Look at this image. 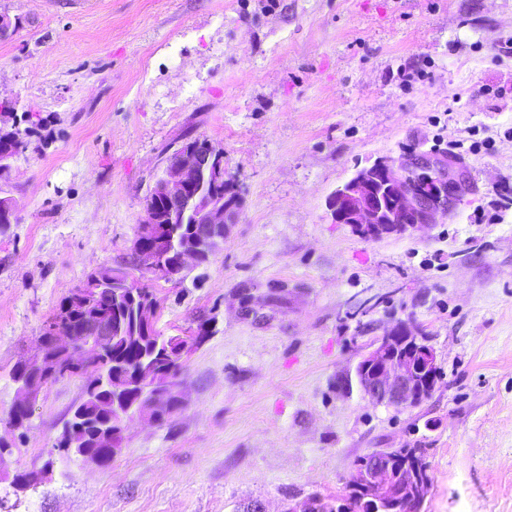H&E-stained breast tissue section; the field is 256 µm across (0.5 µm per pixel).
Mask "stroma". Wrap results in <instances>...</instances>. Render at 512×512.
Wrapping results in <instances>:
<instances>
[{
  "mask_svg": "<svg viewBox=\"0 0 512 512\" xmlns=\"http://www.w3.org/2000/svg\"><path fill=\"white\" fill-rule=\"evenodd\" d=\"M0 102L29 146L0 174V471H46L0 512H240L336 495L382 448H422L424 512H512V0H0ZM204 139L244 205L178 283L131 265L165 160ZM445 154L464 188L435 224L365 239L327 200L391 156ZM154 285L164 335L207 323L183 408L130 420L105 466L54 444L85 377L6 423L14 365L104 267ZM420 325L440 376L419 406L340 379L373 337Z\"/></svg>",
  "mask_w": 512,
  "mask_h": 512,
  "instance_id": "1",
  "label": "stroma"
}]
</instances>
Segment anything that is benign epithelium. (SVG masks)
Wrapping results in <instances>:
<instances>
[{
  "label": "benign epithelium",
  "instance_id": "benign-epithelium-1",
  "mask_svg": "<svg viewBox=\"0 0 512 512\" xmlns=\"http://www.w3.org/2000/svg\"><path fill=\"white\" fill-rule=\"evenodd\" d=\"M227 181L224 152L208 142L184 143L164 164L144 199V216L131 249L132 262L153 280L171 283L182 278L190 266L200 265L203 254L215 255L224 243L217 235V225L224 229L237 223L242 194L236 184L233 191L220 194L215 186ZM461 181L454 161L445 155L380 158L371 166L358 170L328 198L332 221L348 224L359 236L381 239L405 235L421 226L432 224L438 215L448 212L458 199ZM188 221L198 227L194 245L172 249L169 264L160 253L158 238L166 225ZM112 293H126L136 299L142 294L138 284L118 269L102 273L69 294L68 304L92 307L83 325V335L93 338L74 356H64L44 364L45 347L71 348L74 336L60 324L46 327L39 352L27 359L43 367L42 380L26 385L19 383L18 406L32 410L33 403L46 384L79 376L87 365L104 354L103 346L112 337V320L97 305L107 285ZM354 377L360 392L376 404L394 407L416 406L433 392L439 377L436 354L417 326L400 321L372 339L358 361ZM143 407L138 415L150 418L153 408L165 402L168 391H158L150 380L138 381ZM391 448L367 454L363 466L355 469V480L347 492L336 496V512H343L344 498L355 490L366 495L373 512H395L402 471L389 461Z\"/></svg>",
  "mask_w": 512,
  "mask_h": 512
}]
</instances>
